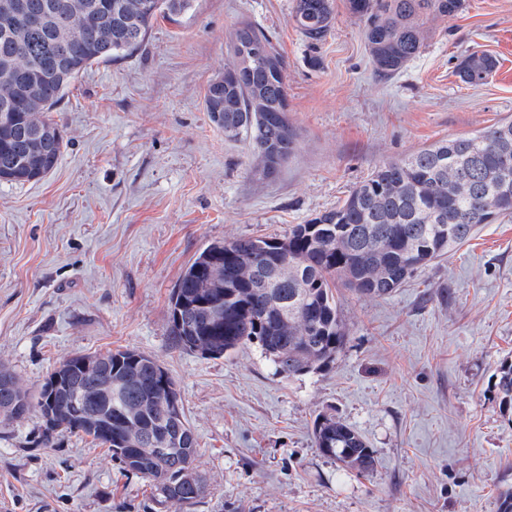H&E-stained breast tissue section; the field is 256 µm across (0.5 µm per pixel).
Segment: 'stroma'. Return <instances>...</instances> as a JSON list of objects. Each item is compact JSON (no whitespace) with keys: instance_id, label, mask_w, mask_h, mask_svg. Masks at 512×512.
<instances>
[{"instance_id":"stroma-1","label":"stroma","mask_w":512,"mask_h":512,"mask_svg":"<svg viewBox=\"0 0 512 512\" xmlns=\"http://www.w3.org/2000/svg\"><path fill=\"white\" fill-rule=\"evenodd\" d=\"M335 5L313 51L293 0H193L71 83L51 114L66 141L56 168L0 182V365L35 393L75 354L153 357L176 383L208 478L190 512H498L512 491V412L496 388L512 360V217L391 295L340 288L348 341L327 371L288 379L256 347L209 358L169 336L170 292L210 243L286 237L382 162L512 118V0H466L432 21L424 52L388 80L346 0ZM243 21L288 64L298 145L270 178L204 106ZM473 51L499 61L479 86L455 73ZM321 413L374 450L370 475L316 448ZM40 426L33 414L0 429V512H149L150 485L105 447L67 433L37 449Z\"/></svg>"}]
</instances>
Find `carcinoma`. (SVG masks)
<instances>
[{
  "label": "carcinoma",
  "mask_w": 512,
  "mask_h": 512,
  "mask_svg": "<svg viewBox=\"0 0 512 512\" xmlns=\"http://www.w3.org/2000/svg\"><path fill=\"white\" fill-rule=\"evenodd\" d=\"M36 27L0 19V181H38L55 169L64 140L51 118L65 90L89 66L138 47L159 17L188 12L193 0H28ZM465 0H347L364 25L375 73L390 79L419 57L427 20L455 16ZM292 18L312 48L335 23L334 0H294ZM224 74L204 97L227 138L248 139L269 177L294 154L288 122L287 63L263 29L234 32ZM496 57L473 52L459 79L481 85ZM512 215V121L420 148L374 168L335 208L288 236L241 238L204 248L170 297L169 336L181 349L220 358L257 346L276 373L297 377L332 367L348 336L334 293L340 282L361 296H388L418 270L469 242L479 226ZM498 395L512 408V363L498 371ZM83 411H73L74 400ZM36 413L33 444L49 448L63 432L107 447L129 474L148 481L158 504L175 510L203 499L207 479L176 384L151 357L133 350L63 359L35 395L0 368V426ZM320 452L347 470L372 472L374 451L349 424L320 415ZM167 442L172 449L157 451Z\"/></svg>",
  "instance_id": "obj_1"
}]
</instances>
